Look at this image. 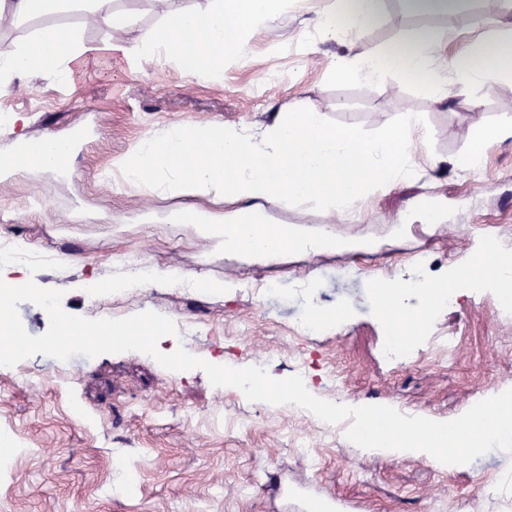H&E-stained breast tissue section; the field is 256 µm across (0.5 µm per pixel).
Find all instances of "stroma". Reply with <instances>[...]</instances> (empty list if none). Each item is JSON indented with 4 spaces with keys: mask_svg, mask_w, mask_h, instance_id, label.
<instances>
[{
    "mask_svg": "<svg viewBox=\"0 0 512 512\" xmlns=\"http://www.w3.org/2000/svg\"><path fill=\"white\" fill-rule=\"evenodd\" d=\"M138 48L166 14L157 0H115ZM487 0H460L453 16L416 23L406 0H381L362 31L329 38L319 27L334 0H287L275 21L248 28L250 54L224 62L209 79L164 55L145 71L122 56L85 65L73 83L41 73L26 96L0 95V153L15 148L10 114L25 133L78 139L61 170L0 172V236L27 237L40 262L29 278L62 291L61 305L89 319L151 311L176 326L192 324L193 345L165 336L162 350L244 368L264 360L275 379L300 375L334 403L389 402L438 420L463 413L491 392L512 388V317L498 316V288L466 287L410 339L405 365L387 363L380 346L389 326L371 294L380 274L430 278L447 272L485 238L512 250V139L484 148L481 167L455 161L484 127L512 124V75L449 86L450 103L388 74L377 81H339L332 61L353 63L419 29L465 49L473 16ZM79 31L90 44L108 41L84 27L79 7L24 23H0V44L22 45L43 27ZM319 113L325 124L374 140L402 116L419 113L430 131L408 181L371 189L349 212L297 200L261 207L265 220L308 237L330 235L349 250L284 251L249 256L222 237L182 220L185 200L130 184L112 172L113 158L145 136L168 129L223 124L246 130L271 125L288 107ZM147 263L166 272L233 282V289L148 286L91 303L85 279L112 281ZM346 318L299 333L313 312ZM454 336V354L431 350L433 336ZM0 512H512V453L495 449L471 463L442 468L425 458L369 457L343 432L310 411L248 401L213 386L200 369L170 371L128 351L61 361L35 354L0 366Z\"/></svg>",
    "mask_w": 512,
    "mask_h": 512,
    "instance_id": "35a3bbf8",
    "label": "stroma"
}]
</instances>
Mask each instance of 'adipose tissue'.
Here are the masks:
<instances>
[{"label":"adipose tissue","mask_w":512,"mask_h":512,"mask_svg":"<svg viewBox=\"0 0 512 512\" xmlns=\"http://www.w3.org/2000/svg\"><path fill=\"white\" fill-rule=\"evenodd\" d=\"M167 22L137 51L127 43V20L112 9V0H85V27L105 29L104 45L85 43L79 32L40 30L27 44L0 47V90L17 96L30 94L27 77L46 73L63 82L89 60L101 55L135 54L136 69L161 54L176 57L193 73L221 75L224 60L242 57L248 26L272 20L284 0H212L203 10L172 8ZM380 0H338V14L322 25L332 36L361 31L375 17ZM441 39L427 31L399 40L377 54H357L353 64L336 63L337 79L375 80L388 72L426 87L438 101L448 99V82L460 85L488 81L512 73V32L502 31L480 41L472 51L440 56ZM428 129L418 113H406L390 135L368 141L353 128L327 126L320 115L291 109L260 134L238 127L211 125L176 127L162 137H146L131 152L113 162L126 182H150L162 195L188 200L185 219L196 213L199 199H219L232 205L241 200L284 203L303 199L317 206L346 210L374 186H388L412 178L417 170L416 149L426 142ZM228 247L239 252L266 253L297 249L313 253L337 249L330 237L308 239L273 224L248 221L237 212L232 221L215 225ZM512 275V252L479 246L438 280L448 294L470 283L493 286ZM373 294L393 330L400 336L420 333L427 313L407 309L399 299L409 280L379 276Z\"/></svg>","instance_id":"1"}]
</instances>
